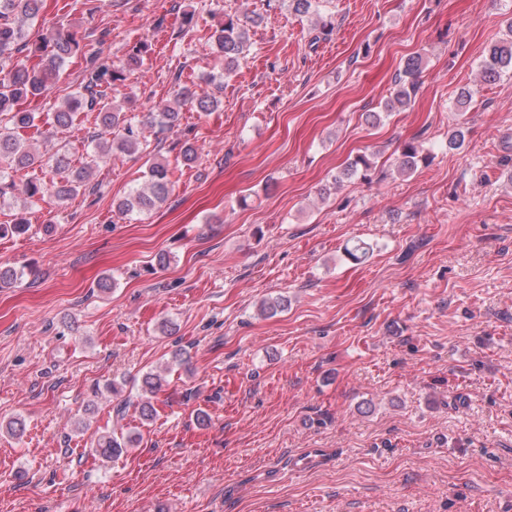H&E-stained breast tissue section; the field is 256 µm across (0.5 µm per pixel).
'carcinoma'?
Returning <instances> with one entry per match:
<instances>
[{
  "instance_id": "carcinoma-1",
  "label": "carcinoma",
  "mask_w": 512,
  "mask_h": 512,
  "mask_svg": "<svg viewBox=\"0 0 512 512\" xmlns=\"http://www.w3.org/2000/svg\"><path fill=\"white\" fill-rule=\"evenodd\" d=\"M40 0H0V161L4 160L11 169L21 170L34 166H48L59 175V180L49 184L35 177L28 179L22 186L8 180L9 173L0 169V203L6 197L22 194L34 204L45 195L51 194L59 201H66L87 188L93 167L99 160L109 154L113 148L121 152L141 153L148 157L149 141L144 136L141 126L134 118L122 111L115 102V92L124 84L127 73L144 65L151 54V44L146 41L135 43L126 59L118 64H108L98 57L96 52L85 54L86 68L83 75L82 91L67 96L60 104L51 107L53 127L65 130L74 121L79 112L96 113L97 124L106 132L115 128L122 131L119 139L107 147L101 138L94 135L95 142L91 159L80 167L71 165L65 153H55L45 157L21 138L20 132L35 127V113L15 109L17 102L27 96H42L48 87L56 84L65 60L79 51V42L73 35L63 29H52L42 38L36 51L43 53L45 59L39 68H28L23 64L12 62L14 53L27 49L24 41L23 22L36 17ZM289 11L298 15L316 17V27L325 35L334 28L332 21L320 15L324 0H277ZM215 51L224 55L225 71L230 72L238 65L240 59L249 52L250 41L247 31L228 19L217 27L211 37ZM424 67L423 56L419 53L405 59L399 77L398 89L394 97L385 103L384 109L391 112L396 108L411 105L420 85L418 78ZM505 74L512 75V20L508 22L507 37L492 43L485 50V57L480 67L479 79L492 84ZM180 105H191L198 112H211L219 107L220 99L205 91L189 87L181 88ZM181 112L168 103L159 104L148 113L144 125L157 129V132H171L180 126ZM427 161L421 146L407 143L398 158L397 170L402 175L416 171L419 164ZM374 167L371 154L356 156L346 167L333 176V184L355 178L366 179ZM171 185L170 170L167 165L152 161L148 167L147 183L142 188L132 190L127 197L115 204L121 214L150 212L165 203ZM166 383L164 377L152 372L142 380L141 391L145 400L140 404V415L144 420L153 418L150 396L156 394ZM141 442L138 432L126 435L105 434L97 436L92 442V455L102 461H114L137 447Z\"/></svg>"
}]
</instances>
